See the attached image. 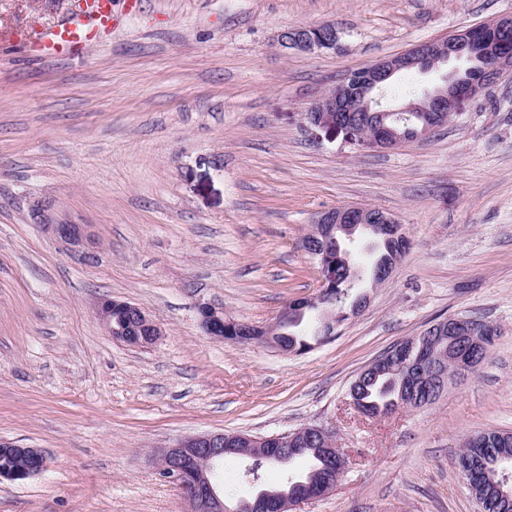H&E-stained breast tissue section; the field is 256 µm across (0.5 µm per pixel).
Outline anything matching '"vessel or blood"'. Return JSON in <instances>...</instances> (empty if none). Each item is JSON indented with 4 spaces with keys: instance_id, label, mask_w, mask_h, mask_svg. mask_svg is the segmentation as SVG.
Returning <instances> with one entry per match:
<instances>
[{
    "instance_id": "vessel-or-blood-1",
    "label": "vessel or blood",
    "mask_w": 512,
    "mask_h": 512,
    "mask_svg": "<svg viewBox=\"0 0 512 512\" xmlns=\"http://www.w3.org/2000/svg\"><path fill=\"white\" fill-rule=\"evenodd\" d=\"M114 23L112 0H77L74 11L52 29L30 28L26 42L41 54L76 58Z\"/></svg>"
}]
</instances>
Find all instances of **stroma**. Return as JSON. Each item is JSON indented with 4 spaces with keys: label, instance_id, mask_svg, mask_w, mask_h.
Listing matches in <instances>:
<instances>
[{
    "label": "stroma",
    "instance_id": "stroma-1",
    "mask_svg": "<svg viewBox=\"0 0 512 512\" xmlns=\"http://www.w3.org/2000/svg\"><path fill=\"white\" fill-rule=\"evenodd\" d=\"M75 0H0V439L43 448L45 473L0 483V512H184L155 448L201 432L323 426L344 472L295 512H477L456 460L471 432H512V76L492 102L394 150L365 151L302 112L348 70L512 15V0H112L84 57H39L18 28ZM334 24V49L276 43ZM88 227L78 249L35 212ZM393 214L410 241L365 307L336 308L303 354L205 335L197 305L270 325L318 291L301 248L314 216ZM162 334L108 335L97 298ZM498 331L432 405L368 418L356 375L433 322ZM95 314L109 335L132 347L155 343L161 334L159 325L138 306L112 297L96 301Z\"/></svg>",
    "mask_w": 512,
    "mask_h": 512
}]
</instances>
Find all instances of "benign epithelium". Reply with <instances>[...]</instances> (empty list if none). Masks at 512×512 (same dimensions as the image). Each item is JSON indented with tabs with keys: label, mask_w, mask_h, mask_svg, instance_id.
Instances as JSON below:
<instances>
[{
	"label": "benign epithelium",
	"mask_w": 512,
	"mask_h": 512,
	"mask_svg": "<svg viewBox=\"0 0 512 512\" xmlns=\"http://www.w3.org/2000/svg\"><path fill=\"white\" fill-rule=\"evenodd\" d=\"M512 16H502L484 24L466 27L454 32L449 40L415 45L400 54L381 58L349 71L313 99L303 111L307 124L334 130L344 135L348 143L360 149H383L402 146L395 127L401 125L406 112H423L422 124L415 132L420 138L432 133L448 115L463 112L467 105L495 86L512 72ZM338 33L332 24L285 28L277 36V44L284 50L305 54H318L336 46ZM414 69L421 74L445 70L440 81L422 91L425 103L409 102L392 106L383 97V87L399 73ZM368 112L395 113L391 123L380 128L374 138L362 139L356 127ZM365 207H340L316 214L314 223L320 225L324 240L336 242V249H327L313 242L306 252L317 262L319 292L313 298L298 299L280 319L293 321L304 312L319 310L318 331L333 335L335 322L328 309L322 306L323 297L336 281L340 266L353 268L351 254L341 246V240L351 239L360 230H367L371 243L383 245L393 238H403L402 226L393 216L384 224L365 223ZM46 230L72 245H79L87 237L81 224L56 222L43 216ZM95 314L109 335L118 342L132 347H146L155 343L161 334L159 325L138 306L108 296L96 301ZM199 322L207 335L234 343H260L283 354L295 349L284 341V332H274L224 316V309L209 303L198 305ZM431 332L448 334L463 340L467 350H448V364L453 366V377L465 379L481 364L486 338L497 333L472 319L460 316L434 323ZM418 338L400 342L390 353L392 357L408 358L413 351L417 357L408 363L414 388H419L427 374L436 377L434 385L445 382L440 372L441 358H434L425 348L417 347ZM320 445L326 460V480L336 482L337 472L332 460L336 454L334 434L322 426H307L288 438L281 434L254 436L240 432H207L184 437L157 449L155 459L163 478L177 485L188 505V512H224V497L217 481V472L224 462V453L240 444L248 448L263 449L264 457L291 459L303 454L309 444ZM0 455L11 462L0 466V483H21L41 475L48 468V456L42 448H16L0 439ZM321 497L319 487L306 484L302 491L291 497L275 500L263 493H254L246 502L248 512H293L295 506Z\"/></svg>",
	"instance_id": "7a95c632"
}]
</instances>
